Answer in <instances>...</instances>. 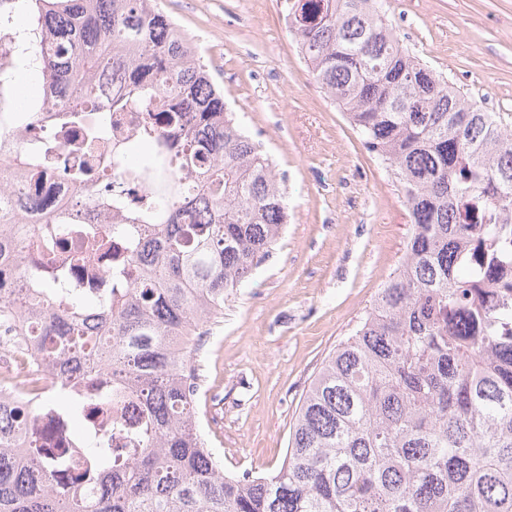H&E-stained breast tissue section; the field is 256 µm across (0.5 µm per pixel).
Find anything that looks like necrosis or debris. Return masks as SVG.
<instances>
[{"mask_svg":"<svg viewBox=\"0 0 512 512\" xmlns=\"http://www.w3.org/2000/svg\"><path fill=\"white\" fill-rule=\"evenodd\" d=\"M112 73L104 71L96 78L92 100L84 101L77 133L66 132L64 113L58 112L50 101L38 104L26 125L0 130V174L5 175L7 191L14 200L13 214L17 221L41 230L47 215L64 217L81 215L82 221L73 225L71 235L62 241L39 248H24L13 263L0 267V297L19 300L36 293L42 280L53 278L59 270H66L74 285L86 293L102 289L108 273L99 256L97 239L92 230L101 217L99 204L108 192L107 187L94 182H75L64 177L56 162H45L32 170L16 165L19 145L35 135L52 136L58 141L59 157L69 163L82 162L76 151L78 141L95 136L100 124L98 97L111 96ZM37 268L40 276L29 279L19 276L17 265ZM27 324L26 315L0 321V398L8 399L16 418L22 419L25 431L24 447L44 448L52 430L49 419L25 421V414L46 403L56 390L59 380L48 367L45 355L29 351L18 353L14 346L21 342ZM140 407L135 400L124 399L113 405L111 413L91 419L97 432L111 431L112 445L133 448L137 442L133 435L137 427Z\"/></svg>","mask_w":512,"mask_h":512,"instance_id":"necrosis-or-debris-1","label":"necrosis or debris"}]
</instances>
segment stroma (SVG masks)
<instances>
[{
  "instance_id": "stroma-1",
  "label": "stroma",
  "mask_w": 512,
  "mask_h": 512,
  "mask_svg": "<svg viewBox=\"0 0 512 512\" xmlns=\"http://www.w3.org/2000/svg\"><path fill=\"white\" fill-rule=\"evenodd\" d=\"M271 157L288 222L202 338L196 416L225 470L269 474L306 389L400 264L399 182L302 58L281 0H157ZM401 43L512 127V0H386Z\"/></svg>"
}]
</instances>
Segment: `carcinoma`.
<instances>
[{
  "label": "carcinoma",
  "mask_w": 512,
  "mask_h": 512,
  "mask_svg": "<svg viewBox=\"0 0 512 512\" xmlns=\"http://www.w3.org/2000/svg\"><path fill=\"white\" fill-rule=\"evenodd\" d=\"M285 4L315 79L402 185L412 233L304 393L281 467L256 477L224 472L188 386L199 332L288 223L271 162L154 0L18 5L40 96L48 83L75 92L112 63L121 91L102 109L147 113L118 149L146 147L137 177L155 179L134 204L117 188L105 202L135 278L93 298L55 277L27 332L57 375L105 373L135 397L142 447L118 464L110 436L92 441L60 495L66 449L22 457L21 431L0 412V512H512V129L410 55L376 0ZM53 149L40 139L22 153L35 162ZM184 170L198 172L188 193ZM187 211L196 223H181ZM136 224L151 225L143 243ZM486 279L500 288L482 303ZM60 399L84 419L112 410L111 395L73 386Z\"/></svg>",
  "instance_id": "1"
}]
</instances>
